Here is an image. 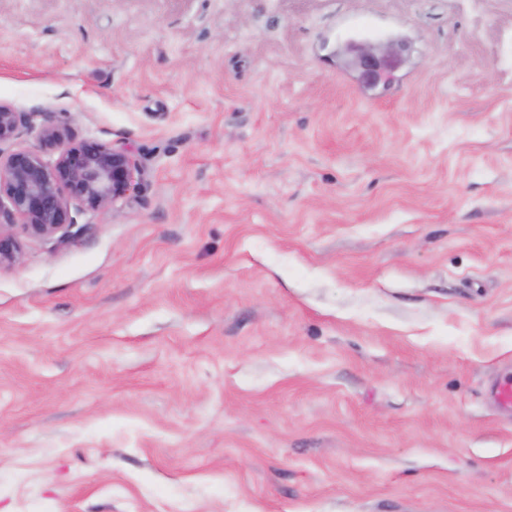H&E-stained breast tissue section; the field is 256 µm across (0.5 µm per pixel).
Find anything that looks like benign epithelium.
Returning a JSON list of instances; mask_svg holds the SVG:
<instances>
[{
    "instance_id": "benign-epithelium-1",
    "label": "benign epithelium",
    "mask_w": 512,
    "mask_h": 512,
    "mask_svg": "<svg viewBox=\"0 0 512 512\" xmlns=\"http://www.w3.org/2000/svg\"><path fill=\"white\" fill-rule=\"evenodd\" d=\"M358 51L364 74L387 66L371 48ZM36 127L40 149L16 147ZM134 172L127 150L93 139L73 144L47 113L16 112L0 102V195L6 198L0 200V268L20 260L19 234L62 242L79 215L105 212L125 199Z\"/></svg>"
}]
</instances>
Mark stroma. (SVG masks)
Returning a JSON list of instances; mask_svg holds the SVG:
<instances>
[{
    "instance_id": "1",
    "label": "stroma",
    "mask_w": 512,
    "mask_h": 512,
    "mask_svg": "<svg viewBox=\"0 0 512 512\" xmlns=\"http://www.w3.org/2000/svg\"><path fill=\"white\" fill-rule=\"evenodd\" d=\"M0 102L136 165L0 269V512H512V0H0Z\"/></svg>"
}]
</instances>
